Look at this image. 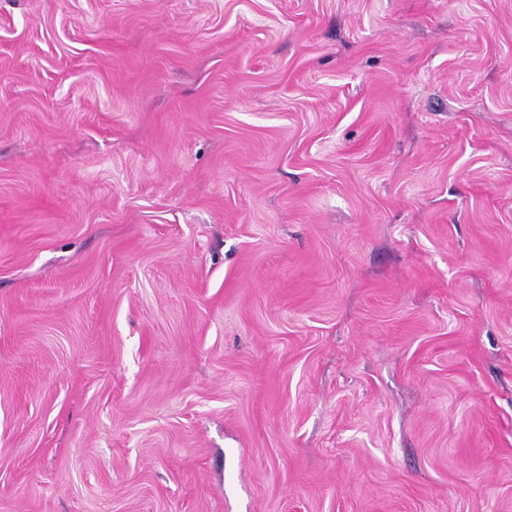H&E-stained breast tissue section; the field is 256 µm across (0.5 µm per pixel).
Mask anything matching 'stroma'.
<instances>
[{"label": "stroma", "mask_w": 512, "mask_h": 512, "mask_svg": "<svg viewBox=\"0 0 512 512\" xmlns=\"http://www.w3.org/2000/svg\"><path fill=\"white\" fill-rule=\"evenodd\" d=\"M0 512H512V0H0Z\"/></svg>", "instance_id": "obj_1"}]
</instances>
